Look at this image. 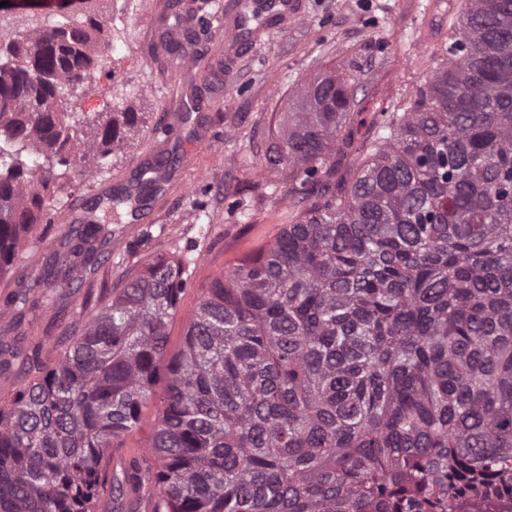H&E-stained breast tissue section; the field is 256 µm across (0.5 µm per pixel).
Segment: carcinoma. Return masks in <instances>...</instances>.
Masks as SVG:
<instances>
[{"label":"carcinoma","instance_id":"1","mask_svg":"<svg viewBox=\"0 0 512 512\" xmlns=\"http://www.w3.org/2000/svg\"><path fill=\"white\" fill-rule=\"evenodd\" d=\"M103 29L62 23L0 50V277L50 228L57 180L92 176L137 122L74 112ZM445 63L348 155L358 75L297 89L268 162L300 205L168 327L192 260L157 253L68 352L0 404V512H512V0H468ZM69 103L66 108L59 107ZM169 166L94 201L35 286L66 288ZM145 452L113 470L159 374Z\"/></svg>","mask_w":512,"mask_h":512}]
</instances>
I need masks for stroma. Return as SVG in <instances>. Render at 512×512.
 I'll use <instances>...</instances> for the list:
<instances>
[{"label": "stroma", "instance_id": "1", "mask_svg": "<svg viewBox=\"0 0 512 512\" xmlns=\"http://www.w3.org/2000/svg\"><path fill=\"white\" fill-rule=\"evenodd\" d=\"M182 2L191 20L184 48L195 61L188 74L156 48L170 0H126L111 34L123 51L86 87L77 109L93 112L116 96L138 112L139 122L108 169L64 191L58 203L64 209L93 199L97 187L132 182L140 166L163 151L177 164L148 205L153 220L119 224L109 260L94 272H75L70 287L45 294L31 287L22 320L0 313V340L17 352L0 372V402L30 381L35 366L58 360L92 309L158 251L192 260L168 328L169 350L177 352L202 285L291 221L286 175L266 159L289 94L318 69L355 68L356 139L372 141L379 113L406 107L439 67L466 4L452 0L453 14L431 19L432 0H301V21L267 28L256 44L234 50L215 20L224 0ZM186 87L194 89L197 105L185 115L172 105ZM67 230L56 222L44 236H32L0 277V298L38 274L44 254Z\"/></svg>", "mask_w": 512, "mask_h": 512}]
</instances>
